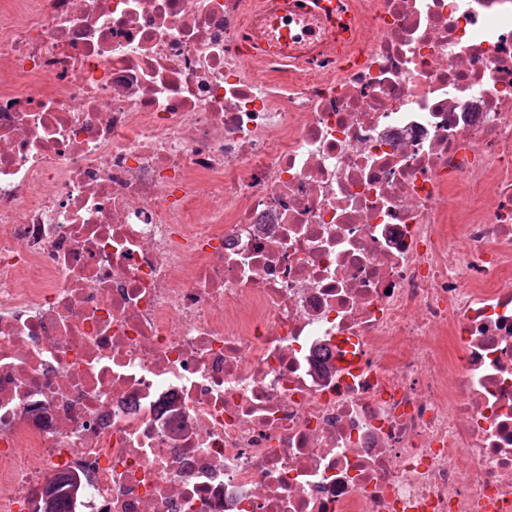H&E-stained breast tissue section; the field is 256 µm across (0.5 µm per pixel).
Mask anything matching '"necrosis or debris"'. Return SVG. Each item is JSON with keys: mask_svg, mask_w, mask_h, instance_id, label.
I'll return each instance as SVG.
<instances>
[{"mask_svg": "<svg viewBox=\"0 0 512 512\" xmlns=\"http://www.w3.org/2000/svg\"><path fill=\"white\" fill-rule=\"evenodd\" d=\"M0 8V512H512V0ZM74 486L72 479L69 477H54L46 481L41 492V501L39 512H64L59 510V497L61 491Z\"/></svg>", "mask_w": 512, "mask_h": 512, "instance_id": "necrosis-or-debris-1", "label": "necrosis or debris"}]
</instances>
